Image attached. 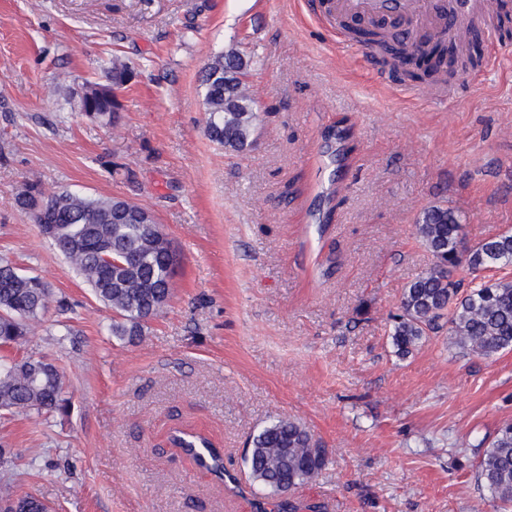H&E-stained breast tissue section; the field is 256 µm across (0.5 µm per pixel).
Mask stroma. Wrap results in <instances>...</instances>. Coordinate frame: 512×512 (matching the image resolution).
<instances>
[{
  "label": "stroma",
  "mask_w": 512,
  "mask_h": 512,
  "mask_svg": "<svg viewBox=\"0 0 512 512\" xmlns=\"http://www.w3.org/2000/svg\"><path fill=\"white\" fill-rule=\"evenodd\" d=\"M478 65L440 74L435 106L308 0H0V258L40 276L49 307L0 357L53 361L66 416L0 411V497L57 512H256L245 454L275 418L309 428L327 466L290 500L322 512H495L477 464L512 420V351L461 353L447 330L404 359L389 315L433 263L416 233L445 205L474 245L512 232V0ZM252 60L253 143L206 136L199 75ZM121 56L136 75L116 128L79 109ZM132 199L182 261L142 339L14 198L24 183ZM207 438L230 489L173 447Z\"/></svg>",
  "instance_id": "stroma-1"
}]
</instances>
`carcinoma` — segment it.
I'll list each match as a JSON object with an SVG mask.
<instances>
[{"mask_svg": "<svg viewBox=\"0 0 512 512\" xmlns=\"http://www.w3.org/2000/svg\"><path fill=\"white\" fill-rule=\"evenodd\" d=\"M357 39L378 49L394 62L395 71L417 80L443 70L465 69L476 53H448L439 44L410 45L397 33L373 26L347 27ZM251 60L237 52L220 53L200 72L199 86L208 114L206 135L229 153H241L252 143L256 113L247 83L237 78ZM106 81L126 84L135 67L114 57L104 68ZM87 82L79 108L91 120L110 127L117 123L120 103ZM16 204L33 218L39 232L67 259L95 297L112 311L111 335L133 342L147 324L168 307L172 278L179 255L156 224L154 214L121 197L92 198L69 190L45 196L35 183H26ZM417 232L434 258L433 265L404 288L397 313L391 315L392 345L404 358L429 334L449 325L458 348L490 358L512 351V281H485L461 292L459 271L474 275L482 270L512 265V233L489 237L467 247L461 224L443 206L423 213ZM51 296L48 284L36 275L17 272L0 260V346L19 344L29 334V324L45 312ZM70 401L62 374L51 362L25 357L0 363V409L66 415ZM245 463L252 480L262 490L255 501L265 512L267 500L279 498L278 512H299L286 498L297 485L312 480L328 461L312 433L300 422L277 418L250 440ZM188 454L199 464L214 462L216 454L205 438L187 441ZM478 479L493 498L512 506V422L503 423L481 456ZM16 512H50L49 506L30 492L7 499Z\"/></svg>", "mask_w": 512, "mask_h": 512, "instance_id": "cac0c4a2", "label": "carcinoma"}]
</instances>
